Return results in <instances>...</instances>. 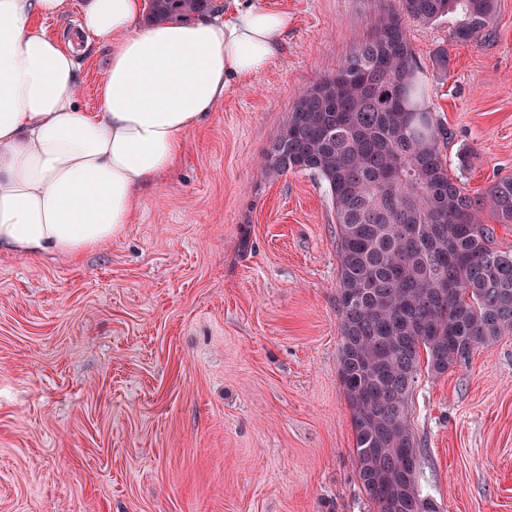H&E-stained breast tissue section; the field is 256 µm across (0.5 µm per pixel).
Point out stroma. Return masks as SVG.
Listing matches in <instances>:
<instances>
[{"label": "stroma", "mask_w": 512, "mask_h": 512, "mask_svg": "<svg viewBox=\"0 0 512 512\" xmlns=\"http://www.w3.org/2000/svg\"><path fill=\"white\" fill-rule=\"evenodd\" d=\"M255 2L291 19L280 53L187 134L135 223L76 262L0 255V512H374L339 378L332 203L261 159L392 0ZM449 25L405 23L448 174L482 202L512 177V0L486 39ZM79 61L94 112L109 50ZM409 406L440 512H512V333L420 369Z\"/></svg>", "instance_id": "stroma-1"}]
</instances>
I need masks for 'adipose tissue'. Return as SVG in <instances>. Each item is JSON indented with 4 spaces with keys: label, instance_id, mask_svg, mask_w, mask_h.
<instances>
[{
    "label": "adipose tissue",
    "instance_id": "obj_1",
    "mask_svg": "<svg viewBox=\"0 0 512 512\" xmlns=\"http://www.w3.org/2000/svg\"><path fill=\"white\" fill-rule=\"evenodd\" d=\"M67 0H0V255L79 257L110 244L140 190L174 168L232 82L278 55L291 19L231 15L141 26L143 0H85L78 27L111 50L101 108L78 99L77 50L39 22Z\"/></svg>",
    "mask_w": 512,
    "mask_h": 512
}]
</instances>
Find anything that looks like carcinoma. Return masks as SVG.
I'll return each mask as SVG.
<instances>
[{
    "mask_svg": "<svg viewBox=\"0 0 512 512\" xmlns=\"http://www.w3.org/2000/svg\"><path fill=\"white\" fill-rule=\"evenodd\" d=\"M336 72L302 91L262 157L268 174L305 171L329 194L339 252V368L359 483L376 512H439L420 493L409 396L419 373L442 375L512 333V250L496 245L484 205L448 176L403 17L453 18L448 38L493 33L496 0H398ZM214 9L213 0H151L149 18ZM489 205L512 224V178Z\"/></svg>",
    "mask_w": 512,
    "mask_h": 512,
    "instance_id": "carcinoma-1",
    "label": "carcinoma"
}]
</instances>
